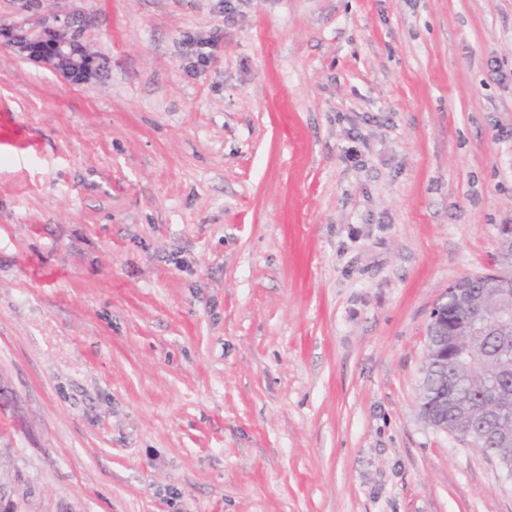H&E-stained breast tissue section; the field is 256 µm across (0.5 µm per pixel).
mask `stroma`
Masks as SVG:
<instances>
[{"label": "stroma", "mask_w": 512, "mask_h": 512, "mask_svg": "<svg viewBox=\"0 0 512 512\" xmlns=\"http://www.w3.org/2000/svg\"><path fill=\"white\" fill-rule=\"evenodd\" d=\"M73 6L90 83L0 48V496L512 512L419 410L512 224V0Z\"/></svg>", "instance_id": "35a3bbf8"}]
</instances>
